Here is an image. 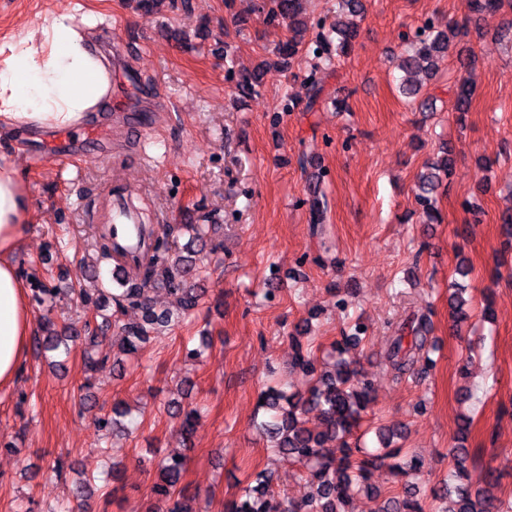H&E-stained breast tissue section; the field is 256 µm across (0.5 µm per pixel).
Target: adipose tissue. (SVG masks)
<instances>
[{"mask_svg": "<svg viewBox=\"0 0 512 512\" xmlns=\"http://www.w3.org/2000/svg\"><path fill=\"white\" fill-rule=\"evenodd\" d=\"M112 56L71 12L50 14L0 45V135L71 128L110 87ZM29 199L16 164L0 165V387L14 383L34 323L13 255L27 232Z\"/></svg>", "mask_w": 512, "mask_h": 512, "instance_id": "1", "label": "adipose tissue"}]
</instances>
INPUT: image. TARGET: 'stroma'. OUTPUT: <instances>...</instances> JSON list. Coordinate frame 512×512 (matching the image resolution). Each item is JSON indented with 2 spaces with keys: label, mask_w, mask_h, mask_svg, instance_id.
Masks as SVG:
<instances>
[{
  "label": "stroma",
  "mask_w": 512,
  "mask_h": 512,
  "mask_svg": "<svg viewBox=\"0 0 512 512\" xmlns=\"http://www.w3.org/2000/svg\"><path fill=\"white\" fill-rule=\"evenodd\" d=\"M261 2L160 0L146 16L138 0H0V42L67 9L79 21L95 16L107 50L118 38L132 48L111 76L128 108L111 113L101 135L84 137L83 156L61 165L69 145L58 131L0 138V160L17 163L30 197L31 224L14 256L21 276L61 288L84 279L117 183L155 223L208 220L219 246L201 261L198 312L151 337L123 370L89 372L79 347L58 369L29 353L14 385L0 389V512H72L67 481L114 464L116 492L95 495L89 512H145L156 472L143 460L174 453L186 456L184 481L207 495L206 512H224L262 470L273 474L275 499L301 500L304 469L252 426L259 396L276 385L305 390L291 367L297 325L308 324L313 347L324 351L355 318L367 327L348 352L372 382L359 426L367 447L375 428L401 425L400 444L421 459L420 481L431 485L448 475L457 426L469 417L467 465L498 475L497 494L512 504V249L499 220L512 207V27L501 14H480L475 63L442 60L427 86L436 109L420 112L396 88L403 36L428 19L460 16L461 0H366L351 54L317 73L326 103L287 112V97L306 96L311 58L270 72L244 99L230 76L271 59L288 36L267 23ZM464 77L475 93L460 124L449 88ZM344 91L351 109L340 112L334 100ZM444 142L455 161L437 195L442 221L424 224L414 214L415 184ZM39 151L44 165L30 167L27 157ZM303 154L326 173L318 234ZM456 283L475 311L491 294V321L454 327L448 296ZM422 314L433 323L436 364L392 379L388 324ZM205 333L212 343L202 358L188 357ZM174 398L201 409L191 442L166 406ZM117 402L144 413L133 434L107 437L98 421ZM58 458L73 467L64 482L46 474Z\"/></svg>",
  "instance_id": "obj_1"
}]
</instances>
